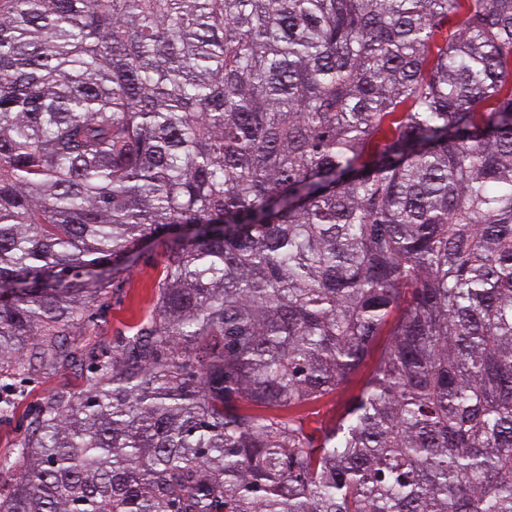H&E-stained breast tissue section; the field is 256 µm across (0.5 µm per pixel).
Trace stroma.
<instances>
[{"label": "stroma", "mask_w": 512, "mask_h": 512, "mask_svg": "<svg viewBox=\"0 0 512 512\" xmlns=\"http://www.w3.org/2000/svg\"><path fill=\"white\" fill-rule=\"evenodd\" d=\"M169 238L146 243L134 256L131 269L106 288L93 305L75 321L68 343L75 351V363L64 368L16 378L0 391L10 396L13 406L0 417V462L14 461L19 443L37 417L46 397L64 390L84 391L92 375L93 358L99 352H121L127 337L154 312L156 285L164 274L165 252ZM383 346L375 344L364 363L344 388L304 406L302 414L307 431L319 432L342 415L349 401L358 395L377 364Z\"/></svg>", "instance_id": "obj_1"}]
</instances>
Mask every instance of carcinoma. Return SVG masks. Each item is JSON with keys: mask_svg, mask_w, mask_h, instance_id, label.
I'll list each match as a JSON object with an SVG mask.
<instances>
[{"mask_svg": "<svg viewBox=\"0 0 512 512\" xmlns=\"http://www.w3.org/2000/svg\"><path fill=\"white\" fill-rule=\"evenodd\" d=\"M163 235L0 512H512V0H0V377ZM383 346L384 341L381 339L372 347L364 363L351 375L344 388L302 408L301 414L305 418V427L308 432H314L318 436L319 430L330 426L345 412L349 401L360 393L377 364Z\"/></svg>", "mask_w": 512, "mask_h": 512, "instance_id": "carcinoma-1", "label": "carcinoma"}]
</instances>
